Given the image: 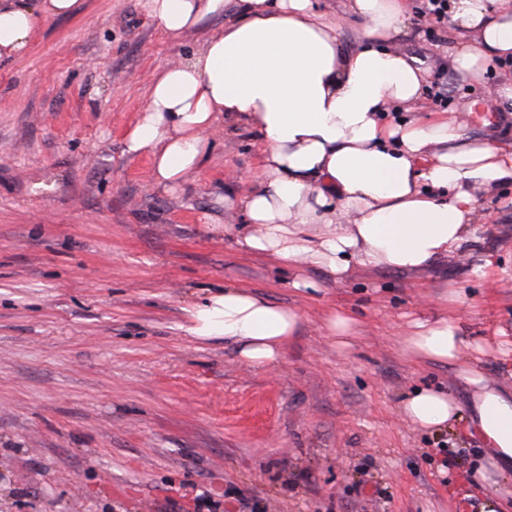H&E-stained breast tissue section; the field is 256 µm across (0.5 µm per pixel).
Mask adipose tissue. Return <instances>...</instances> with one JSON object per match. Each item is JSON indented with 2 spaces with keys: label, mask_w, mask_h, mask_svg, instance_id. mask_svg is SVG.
<instances>
[{
  "label": "adipose tissue",
  "mask_w": 512,
  "mask_h": 512,
  "mask_svg": "<svg viewBox=\"0 0 512 512\" xmlns=\"http://www.w3.org/2000/svg\"><path fill=\"white\" fill-rule=\"evenodd\" d=\"M359 24L346 50L314 0H144L146 15L179 37L208 17L223 27L189 61L163 68L148 104L124 136L125 154L148 156L154 182L176 191L196 182L212 146L207 131L226 118L262 146L258 185L225 189L224 205L244 213L238 245L248 253L325 269L352 263L398 271L425 268L477 239V191L512 180V153L486 139H463L447 119L386 121L409 111L430 69L383 48L399 37L406 0H344ZM78 0H0V58L23 56L42 20L76 13ZM455 70L480 77L512 58V0H453ZM347 214L349 223L337 221ZM190 335L236 344L242 360L276 362L300 314L227 287L189 310ZM461 325L419 321L409 353L454 364L476 389L468 413L448 393L421 388L402 413L438 431L467 418L500 473L512 471V389L485 382L464 362Z\"/></svg>",
  "instance_id": "obj_1"
}]
</instances>
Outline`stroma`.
<instances>
[{
    "mask_svg": "<svg viewBox=\"0 0 512 512\" xmlns=\"http://www.w3.org/2000/svg\"><path fill=\"white\" fill-rule=\"evenodd\" d=\"M51 18L27 55L0 60V512H480L486 494L512 503V477L455 488L484 464L483 444L457 424L413 427L401 400L474 390L455 367L411 356L418 319L459 322L483 344L482 374L512 387V362L492 341L512 337V182L476 194L477 244L416 271L355 265L340 280L244 253L225 188L258 183L261 146L222 119L196 184L155 186L124 135L155 73L185 61L223 19L174 40L143 0H79ZM420 0L393 49L430 68L449 62V23L427 24ZM512 61L481 78L448 73V103L422 94L415 113L448 117L463 135L512 151V104L488 91ZM317 291L293 288L296 273ZM224 287L298 311L277 362L245 363L235 345L187 332L188 310ZM461 300L448 302L449 292ZM350 320L346 341L332 315ZM466 456L446 469L436 446Z\"/></svg>",
    "mask_w": 512,
    "mask_h": 512,
    "instance_id": "stroma-1",
    "label": "stroma"
}]
</instances>
